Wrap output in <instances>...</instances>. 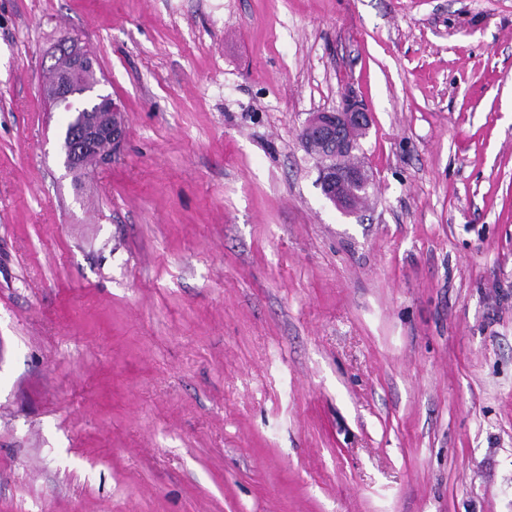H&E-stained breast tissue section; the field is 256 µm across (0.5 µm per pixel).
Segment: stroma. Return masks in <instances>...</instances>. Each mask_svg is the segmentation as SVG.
Wrapping results in <instances>:
<instances>
[{"label": "stroma", "mask_w": 512, "mask_h": 512, "mask_svg": "<svg viewBox=\"0 0 512 512\" xmlns=\"http://www.w3.org/2000/svg\"><path fill=\"white\" fill-rule=\"evenodd\" d=\"M0 512H512V0H0ZM67 41L58 45L57 57L52 70L56 72L54 82L45 90L46 97L53 104H64L67 109L71 108L74 102L81 103L84 108H91L94 112H88L92 119L88 125H80L85 119L84 110H68L70 115L67 118L65 127H72L62 137V151L64 154V166L67 170H74L80 167L85 159L91 154H97L100 164L108 163L112 155L122 146L127 129L122 118V109L110 94L96 92L101 84L97 76L93 58L79 50L74 44H67ZM65 65L60 67V63ZM93 73L94 79H88V74ZM79 113L75 116V113ZM103 142L107 150L102 152L99 144ZM110 149H112L110 151ZM75 175V178L79 176ZM370 125V112L347 105L332 112L312 113L300 133L303 146L319 160L318 185L324 198L346 216L359 213L349 189L371 183L362 166L346 161L358 146L355 134L367 133Z\"/></svg>", "instance_id": "stroma-1"}]
</instances>
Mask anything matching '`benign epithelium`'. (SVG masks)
<instances>
[{
	"label": "benign epithelium",
	"instance_id": "1",
	"mask_svg": "<svg viewBox=\"0 0 512 512\" xmlns=\"http://www.w3.org/2000/svg\"><path fill=\"white\" fill-rule=\"evenodd\" d=\"M57 51L59 57L52 66L56 78L45 90L46 97L68 109L76 102L93 109L89 124L73 127L62 137L64 166L74 170L91 154L97 155L99 163L106 164L126 138L121 106L111 95L96 92L101 79L88 78V74L96 73L89 54L65 41ZM370 125L371 113L348 105L332 112L311 114L300 133L303 146L319 160L318 185L324 198L346 216L359 213L350 189L364 188L371 182L362 166L346 161L358 146L355 134L368 131Z\"/></svg>",
	"mask_w": 512,
	"mask_h": 512
}]
</instances>
